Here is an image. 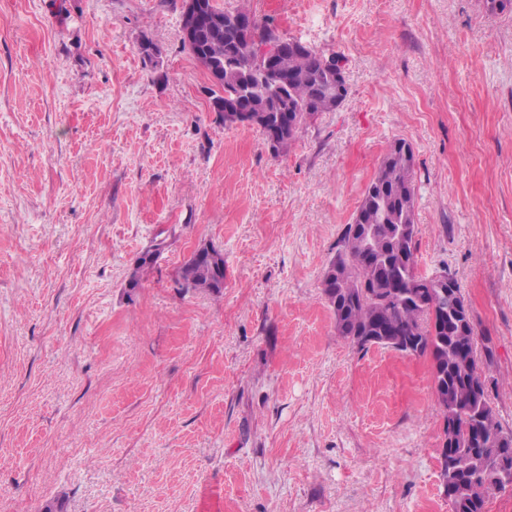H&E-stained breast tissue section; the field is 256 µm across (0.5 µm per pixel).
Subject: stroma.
<instances>
[{
    "label": "stroma",
    "instance_id": "35a3bbf8",
    "mask_svg": "<svg viewBox=\"0 0 512 512\" xmlns=\"http://www.w3.org/2000/svg\"><path fill=\"white\" fill-rule=\"evenodd\" d=\"M181 7L0 0V512H450L430 357L339 336L321 281L405 140L417 272L459 283L512 431V14L250 0L349 87L276 152L214 111ZM205 242L219 295L179 285Z\"/></svg>",
    "mask_w": 512,
    "mask_h": 512
}]
</instances>
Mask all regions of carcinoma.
<instances>
[{
	"instance_id": "obj_1",
	"label": "carcinoma",
	"mask_w": 512,
	"mask_h": 512,
	"mask_svg": "<svg viewBox=\"0 0 512 512\" xmlns=\"http://www.w3.org/2000/svg\"><path fill=\"white\" fill-rule=\"evenodd\" d=\"M232 14L251 19L261 40H281L249 7L243 5ZM183 46L223 69L224 81L219 90L211 91L213 98H240L252 84L246 105L266 111L258 124L263 136L280 129L283 121L289 124L288 134L271 145L275 151L290 145L318 113L336 110L346 98L334 92V74L322 66V54L310 47L276 57L282 87L273 91L238 29L205 30L196 42ZM404 145L403 140L394 142L381 160L359 207L362 222L346 225L341 249L325 269L323 293L340 336L357 345L359 337L369 334L373 344L400 352L401 341L413 340L416 355L430 356L448 459L457 478L448 504L451 512H485L489 495L512 481V431L503 432L495 420L476 358L473 322L459 317L455 307L461 298L457 282L445 274L427 285L428 279L416 271L415 234H399L402 225L414 223L416 204L414 154ZM216 266L193 253L180 268L182 286L221 293Z\"/></svg>"
}]
</instances>
